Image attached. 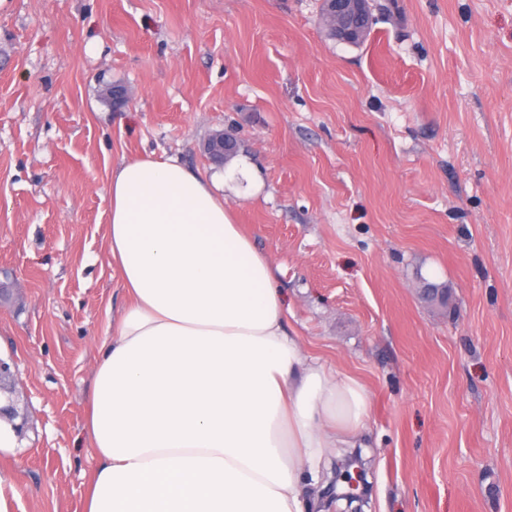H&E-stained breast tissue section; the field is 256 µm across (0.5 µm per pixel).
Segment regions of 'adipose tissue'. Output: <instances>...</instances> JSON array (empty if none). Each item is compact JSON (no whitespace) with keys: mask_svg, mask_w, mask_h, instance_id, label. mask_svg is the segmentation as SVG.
<instances>
[{"mask_svg":"<svg viewBox=\"0 0 512 512\" xmlns=\"http://www.w3.org/2000/svg\"><path fill=\"white\" fill-rule=\"evenodd\" d=\"M224 191L172 158L112 170L125 302L88 398L85 512H324L330 450L362 445L365 386L290 333Z\"/></svg>","mask_w":512,"mask_h":512,"instance_id":"ef3b65f1","label":"adipose tissue"}]
</instances>
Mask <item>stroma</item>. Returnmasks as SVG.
Listing matches in <instances>:
<instances>
[{"label": "stroma", "instance_id": "stroma-1", "mask_svg": "<svg viewBox=\"0 0 512 512\" xmlns=\"http://www.w3.org/2000/svg\"><path fill=\"white\" fill-rule=\"evenodd\" d=\"M320 7L0 0V360L26 418L0 454L13 512H83L97 465L86 403L124 302L113 166L220 175L204 145L226 130L262 179L227 205L290 328L368 391V512H512V0H393L359 45Z\"/></svg>", "mask_w": 512, "mask_h": 512}]
</instances>
